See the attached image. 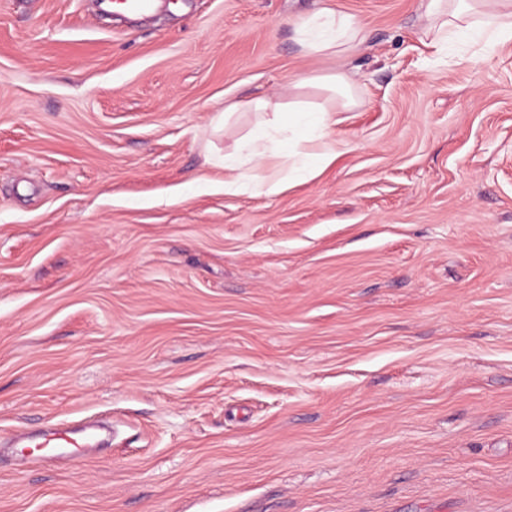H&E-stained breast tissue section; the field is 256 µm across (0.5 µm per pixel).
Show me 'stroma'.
<instances>
[{
    "instance_id": "stroma-1",
    "label": "stroma",
    "mask_w": 512,
    "mask_h": 512,
    "mask_svg": "<svg viewBox=\"0 0 512 512\" xmlns=\"http://www.w3.org/2000/svg\"><path fill=\"white\" fill-rule=\"evenodd\" d=\"M419 2L0 0V512H512V40L440 60ZM340 67L346 151L225 193V105ZM300 42L308 54L342 56L355 43L364 40V27L352 16L323 9L304 21ZM91 426L84 425L83 428H57L52 430L42 429L39 432V440L31 443L33 448H55L71 459L81 456L85 448L95 445V436Z\"/></svg>"
}]
</instances>
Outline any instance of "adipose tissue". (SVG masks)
I'll use <instances>...</instances> for the list:
<instances>
[{
	"instance_id": "ef3b65f1",
	"label": "adipose tissue",
	"mask_w": 512,
	"mask_h": 512,
	"mask_svg": "<svg viewBox=\"0 0 512 512\" xmlns=\"http://www.w3.org/2000/svg\"><path fill=\"white\" fill-rule=\"evenodd\" d=\"M425 20L423 34L437 49L447 47L449 40L470 34L485 43L512 38V0H421ZM300 42L307 53L342 56L364 39V27L352 16L329 9L321 10L304 21L299 29ZM312 85L324 94L323 102L308 111L310 124L325 129L333 113L349 112L363 100L350 72L338 71L312 82H291V89ZM232 111L260 115L258 132L244 137L235 151L224 157V190L235 193L242 189L241 163L261 167L277 152L272 141L285 129L284 105L277 98L260 97L232 104Z\"/></svg>"
}]
</instances>
